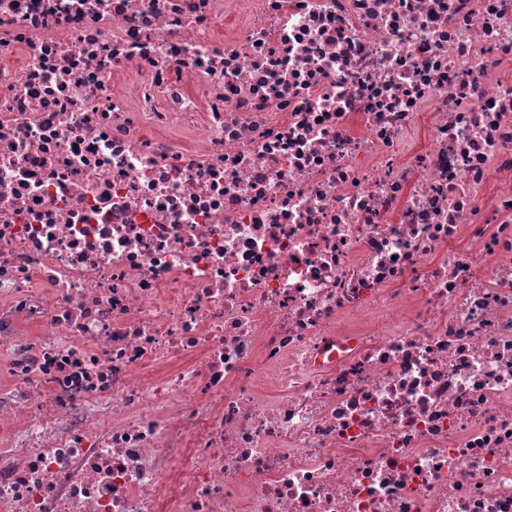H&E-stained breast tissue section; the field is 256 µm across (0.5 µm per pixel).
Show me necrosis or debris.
<instances>
[{"label": "necrosis or debris", "mask_w": 512, "mask_h": 512, "mask_svg": "<svg viewBox=\"0 0 512 512\" xmlns=\"http://www.w3.org/2000/svg\"><path fill=\"white\" fill-rule=\"evenodd\" d=\"M509 65L512 0H0V374L74 415L0 512H512Z\"/></svg>", "instance_id": "obj_1"}]
</instances>
